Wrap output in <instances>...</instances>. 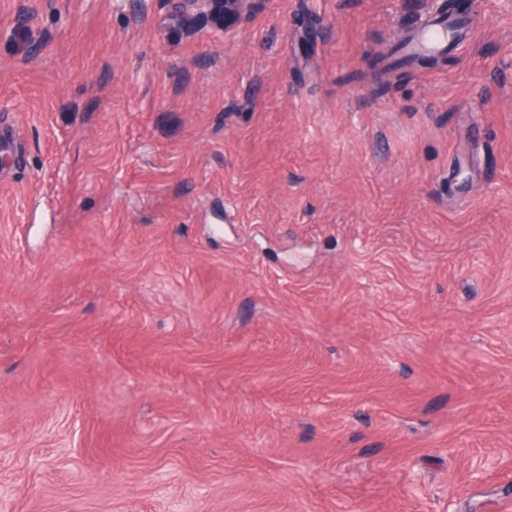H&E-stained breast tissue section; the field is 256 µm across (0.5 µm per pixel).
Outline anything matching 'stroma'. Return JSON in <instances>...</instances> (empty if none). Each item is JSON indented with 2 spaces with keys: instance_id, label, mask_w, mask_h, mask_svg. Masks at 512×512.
Returning <instances> with one entry per match:
<instances>
[{
  "instance_id": "obj_1",
  "label": "stroma",
  "mask_w": 512,
  "mask_h": 512,
  "mask_svg": "<svg viewBox=\"0 0 512 512\" xmlns=\"http://www.w3.org/2000/svg\"><path fill=\"white\" fill-rule=\"evenodd\" d=\"M0 0L12 512H512V0ZM178 23L187 34L196 30L200 21L207 22L216 31H224L230 20L247 12L251 0H178ZM448 47V25L438 18L429 19L421 27L412 43V49L419 53L437 54Z\"/></svg>"
}]
</instances>
